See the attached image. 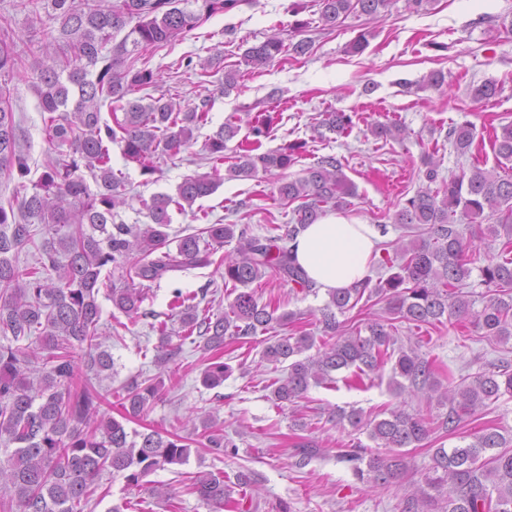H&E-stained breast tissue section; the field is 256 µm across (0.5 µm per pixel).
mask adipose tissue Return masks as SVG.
Listing matches in <instances>:
<instances>
[{
    "label": "adipose tissue",
    "instance_id": "obj_1",
    "mask_svg": "<svg viewBox=\"0 0 512 512\" xmlns=\"http://www.w3.org/2000/svg\"><path fill=\"white\" fill-rule=\"evenodd\" d=\"M377 243L374 225L332 214L308 225L289 247L308 279L328 294L369 276Z\"/></svg>",
    "mask_w": 512,
    "mask_h": 512
}]
</instances>
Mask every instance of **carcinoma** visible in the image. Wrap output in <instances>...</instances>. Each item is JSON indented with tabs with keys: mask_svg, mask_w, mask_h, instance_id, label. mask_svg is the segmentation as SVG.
<instances>
[{
	"mask_svg": "<svg viewBox=\"0 0 512 512\" xmlns=\"http://www.w3.org/2000/svg\"><path fill=\"white\" fill-rule=\"evenodd\" d=\"M397 0H319L322 26L333 28L349 15L384 17ZM237 0H51L60 19L58 39L40 44L41 58L32 67L41 84L43 111L50 114L48 143L53 156L24 194L28 175L26 157L19 151L17 125L9 99L8 82L20 75V58L8 26H0V169L15 171L22 182L16 188V205L0 206V442L13 446L6 465L0 464V512H84L110 472L126 486L141 488L157 499L172 497L168 487L146 477L158 470L188 462L195 439L177 431H127L125 423L143 416L160 388L147 379L133 377L123 385L121 419L101 411L105 397L93 384L113 368L112 354L101 349L100 290L107 292L113 308L131 320L148 315L144 283H157L172 272L224 267V283L234 286L228 311L213 314L197 298L207 292L174 291L181 330L164 321L154 327L159 334L156 362L163 364L192 336L203 339L202 351L211 354L201 373L208 389L224 383L232 372L222 361L224 342L246 343L267 335L262 358L287 364V376L273 382L271 400L276 406L295 404L312 386L335 390L338 382L363 389L370 375L392 364L389 387L400 395L417 398L416 408H396L384 418L363 419L357 409H328L327 421L350 427V439L336 451V459L351 465L364 485L400 484L408 472L405 449L418 448L436 433L446 435L461 422L480 414L500 398H512V364L500 361L473 374L448 376L444 384L433 361L422 352L424 338L399 342L392 334L394 318L420 330L452 320L467 322L490 343L512 340V176L496 170L474 168L446 179L438 164L423 159L426 185L407 198L394 222L418 237L397 241L393 254L381 266L389 274L374 282L366 278L329 294L319 309L317 332L280 335L279 329L298 320L295 312L260 302L250 285L273 272L297 291L315 292L313 283L298 266L286 242L299 229L314 224L328 210H343L356 196V186L343 172L341 159L325 155L290 179L287 170L299 159L303 145L290 143L257 153L261 138L268 137L275 117L259 116L250 127L251 142L240 148L235 161L221 175L227 143L240 132L229 121L220 125L206 143L210 171L186 177L176 196L158 194L146 205L150 223L116 221L126 205L122 174L112 169L110 145L118 143L124 157L144 175L158 170L161 158L176 155L194 141V131L208 123L210 99L181 106L163 96L144 98L136 93L152 87L153 71L120 69L121 59L135 51L166 43L191 31L212 15L235 7ZM196 8H191V5ZM134 26H129V23ZM124 37L104 53L115 34ZM311 42L289 44L273 34L248 47L244 60L254 67L272 63L290 52L308 54ZM109 104L112 124L101 123V107ZM64 113H59L60 109ZM320 126L343 133L353 126L352 116L327 112ZM377 137L399 139L405 128L397 123L378 124ZM448 142L466 154L474 141L473 125L465 121L448 128ZM497 167L512 164V123L495 136ZM91 175L95 187L82 175ZM260 172L277 173L276 195L292 207L291 224L282 234L259 237L247 224H208L185 235H171V209L180 212L211 195L229 179H251ZM488 221L492 241L499 242L497 256L474 266L477 242L483 240L477 220ZM48 226L52 241L39 248L35 264L20 267L12 255L34 243L30 223ZM234 244L221 259L215 254ZM114 276L102 278L107 266ZM56 278L47 277L48 272ZM478 272L482 307L468 290ZM385 303L388 317L368 320L349 332L339 317L361 301ZM36 337L38 345L28 343ZM178 343H173V338ZM316 349V354L305 352ZM85 351V378L75 371V353ZM343 370L351 375L336 377ZM438 413H433V409ZM200 445L222 455L237 445L213 416L203 419ZM363 431L374 446L355 437ZM390 448V456L379 449ZM325 453L317 442L297 445L298 464ZM190 489L210 512H224L232 502L231 488L221 473L198 472ZM401 512H512V428L487 426L474 441L454 448H434L422 479L404 486Z\"/></svg>",
	"mask_w": 512,
	"mask_h": 512,
	"instance_id": "1",
	"label": "carcinoma"
}]
</instances>
